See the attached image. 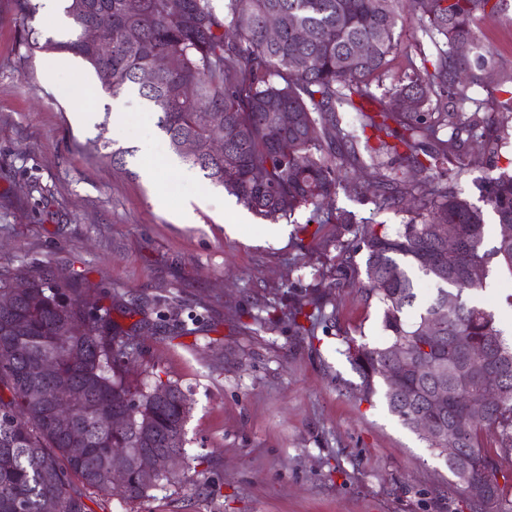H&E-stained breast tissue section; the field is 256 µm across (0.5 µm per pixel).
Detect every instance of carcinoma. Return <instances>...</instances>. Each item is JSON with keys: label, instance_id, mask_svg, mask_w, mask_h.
I'll return each instance as SVG.
<instances>
[{"label": "carcinoma", "instance_id": "1", "mask_svg": "<svg viewBox=\"0 0 512 512\" xmlns=\"http://www.w3.org/2000/svg\"><path fill=\"white\" fill-rule=\"evenodd\" d=\"M67 2L77 28L95 24L111 55L78 37L42 46L34 40L29 47L81 57L114 97L137 90L158 114L170 149L262 218L276 220L302 207L316 212L322 200L346 187L355 150L336 154L325 151L324 144H355L336 106L359 113L362 129H370L377 141L372 203L380 210L408 205L413 213L394 234L367 228L360 238L366 252L364 292L382 310L386 340L369 347L343 338L361 378L359 397L368 401L382 394L408 429L418 416L439 422L444 433L424 437L431 454L461 449L460 456L445 462L448 471L455 477L465 467L471 484L486 488L485 497L474 499L459 485L470 512H512V489L498 481L502 463L512 464V344L492 312L464 301L446 322L443 349L466 336L507 369L501 404L486 409L457 437L448 425L466 413V402L478 400L480 364L472 363L474 375L467 379L448 358L426 351L421 335L442 296L461 297L476 288L458 271L440 275L432 268L431 259L442 247L438 225L459 239L462 266L495 261L512 273V239L501 238L492 250H482L483 208L448 186L440 167L457 156L460 132L476 136L495 125L497 135L484 154L459 170L481 168L483 202L497 223H512V173L498 165L499 142L512 135V90L497 101V118L480 114L472 90L485 82L490 52L473 63L452 52L456 42L477 47V10L495 16L508 9V0H228L222 18L209 0H183L179 14L168 10L167 0H87L88 10L79 14L73 11L74 0ZM273 13L284 24L278 39L270 41L265 20ZM411 18L428 23L437 49L432 70L414 66L378 97L371 85L385 76L398 48V28ZM297 27L308 31V41L297 42ZM358 43L367 45L368 53L356 59L351 53ZM155 54L172 57L175 66L145 87L137 73ZM407 97L416 100L415 109L403 107ZM280 112L291 114L293 122L280 125ZM441 126L454 133L428 148ZM217 129L225 132L223 153L197 159L181 151L182 140L203 146ZM390 137L397 142H388ZM414 271L437 285V294L409 323L403 313L416 299ZM395 349L407 360L405 383L398 390L383 379ZM47 350L55 353L57 366L40 378L36 364ZM116 351L131 358L129 338L113 333L110 312L90 306L75 288L32 282L11 307L0 309V512H85L71 486L73 477L87 490H116L132 502L171 480L159 471L146 475L133 469L129 458L163 449L185 456L188 410L176 397L180 388L170 381L145 390L132 387ZM442 384L452 400L439 413L430 396ZM75 392L83 398L70 414V422L84 430L79 440L70 439L49 415L56 395ZM123 399L138 401L140 426L147 433L112 426Z\"/></svg>", "mask_w": 512, "mask_h": 512}]
</instances>
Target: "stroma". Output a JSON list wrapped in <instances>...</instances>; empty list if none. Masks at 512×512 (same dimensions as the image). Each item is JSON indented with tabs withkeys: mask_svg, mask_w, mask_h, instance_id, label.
<instances>
[{
	"mask_svg": "<svg viewBox=\"0 0 512 512\" xmlns=\"http://www.w3.org/2000/svg\"><path fill=\"white\" fill-rule=\"evenodd\" d=\"M22 1L0 0V275L47 278L110 308L134 338L129 381L175 382L190 406L180 481L135 502L89 490L86 512H468L445 464L383 397L359 400L361 378L344 354V337L375 347L385 336L378 303L359 288L365 253L355 236L377 224L396 232L408 213L376 210L350 188L321 214L295 211L287 240L270 237L269 220L202 171L185 179L166 169L173 153L136 91L120 94L116 122L111 93L83 59L65 54L46 75L56 54L27 48L48 34ZM477 23L494 59L473 90L486 101L512 71V9ZM435 53L419 24H407L373 93ZM87 108L94 120L84 125L74 114ZM105 140L126 149L124 167L97 152ZM342 210L350 228L321 223ZM241 219L247 233L230 232ZM344 259L355 284L336 282ZM511 295L512 272L493 263L470 301L512 329ZM300 296L315 304L306 335L287 318Z\"/></svg>",
	"mask_w": 512,
	"mask_h": 512,
	"instance_id": "35a3bbf8",
	"label": "stroma"
}]
</instances>
